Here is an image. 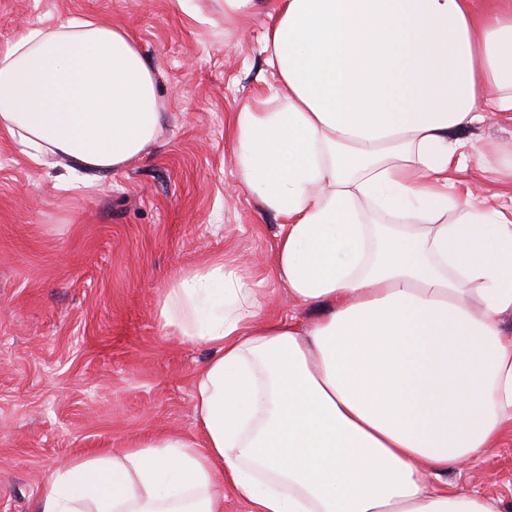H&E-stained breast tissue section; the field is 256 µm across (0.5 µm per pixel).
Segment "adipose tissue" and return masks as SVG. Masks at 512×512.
Returning <instances> with one entry per match:
<instances>
[{"instance_id": "adipose-tissue-1", "label": "adipose tissue", "mask_w": 512, "mask_h": 512, "mask_svg": "<svg viewBox=\"0 0 512 512\" xmlns=\"http://www.w3.org/2000/svg\"><path fill=\"white\" fill-rule=\"evenodd\" d=\"M223 0L263 12L274 83L233 115L244 189L282 218L265 280L321 307L265 315L237 260L164 291L167 335L212 354L195 377L201 435L135 439L52 472L34 512H501L448 475L512 423V153L458 131L512 121V0ZM165 103L127 29L71 18L0 50V135L79 195L156 143ZM472 175L471 182L474 192L481 197L489 199V201L494 200L492 195L495 193L511 191V184L509 182H498L495 180V176L491 173H486L477 178H474Z\"/></svg>"}]
</instances>
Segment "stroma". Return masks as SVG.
I'll return each instance as SVG.
<instances>
[{"label": "stroma", "mask_w": 512, "mask_h": 512, "mask_svg": "<svg viewBox=\"0 0 512 512\" xmlns=\"http://www.w3.org/2000/svg\"><path fill=\"white\" fill-rule=\"evenodd\" d=\"M75 16L128 28L167 108L152 149L80 199L0 139V512H33L68 459L199 436L194 380L210 352L166 335L158 301L218 255L262 275L281 222L241 187L229 140L232 113L268 95L267 16L228 24L216 0H0V49ZM460 137L512 149V124L490 116ZM448 478L512 512V433Z\"/></svg>", "instance_id": "35a3bbf8"}]
</instances>
